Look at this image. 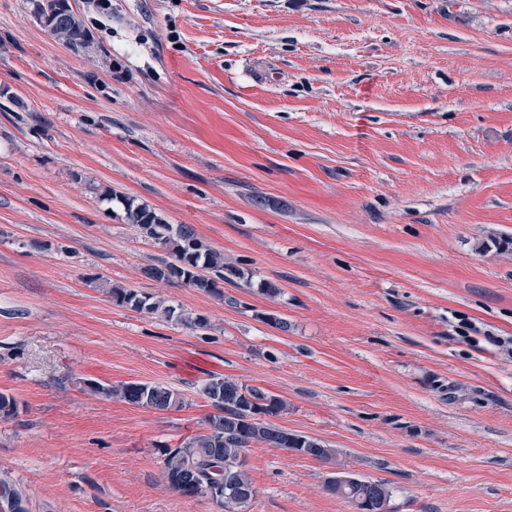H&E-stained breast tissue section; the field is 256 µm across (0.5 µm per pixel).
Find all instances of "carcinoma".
Here are the masks:
<instances>
[{"mask_svg":"<svg viewBox=\"0 0 512 512\" xmlns=\"http://www.w3.org/2000/svg\"><path fill=\"white\" fill-rule=\"evenodd\" d=\"M66 13V22L54 30V38L67 47L78 48L85 44L87 32L73 9H67ZM103 198L120 203L126 221L167 252V258L144 268L147 277L165 282L185 279L191 288L222 297L224 292L218 288V283L224 281L225 273L241 275L239 269L225 264L224 254L210 248L191 226L170 224L155 210L110 189L103 192ZM109 294L119 306L167 320L175 316L172 307L133 289L112 287ZM87 387L94 393L156 411L183 405L177 392L160 383L126 382L105 386L89 382ZM199 395L210 403L213 413L206 417L203 432L187 438L176 448L162 450L165 483L187 498L204 497L207 487L220 484V512H251L257 490L246 452L254 447H283V431L270 422V417L288 410V406L263 388L219 374L211 375L202 384ZM288 447L304 448L323 462L334 461L340 455V450L328 448L321 440L303 434L294 435ZM326 489L360 507L365 503L388 502L392 498L387 482L367 478L358 485L336 488L328 484Z\"/></svg>","mask_w":512,"mask_h":512,"instance_id":"1","label":"carcinoma"}]
</instances>
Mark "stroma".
I'll use <instances>...</instances> for the list:
<instances>
[{"mask_svg": "<svg viewBox=\"0 0 512 512\" xmlns=\"http://www.w3.org/2000/svg\"><path fill=\"white\" fill-rule=\"evenodd\" d=\"M70 3L79 51L0 0V479L25 512H216L161 473L214 372L284 399L274 424L388 482L391 512H512V354L489 342L512 336V0ZM105 188L223 253V296L146 278L164 252ZM247 462L252 512H354L324 462ZM108 293L118 306L128 307L167 320L173 318L175 314V310L171 306L164 305L162 301L130 288L112 287L109 288ZM86 385L93 393L104 394L135 407L167 411L183 405L180 394L160 383L126 382L105 386L87 382Z\"/></svg>", "mask_w": 512, "mask_h": 512, "instance_id": "35a3bbf8", "label": "stroma"}]
</instances>
